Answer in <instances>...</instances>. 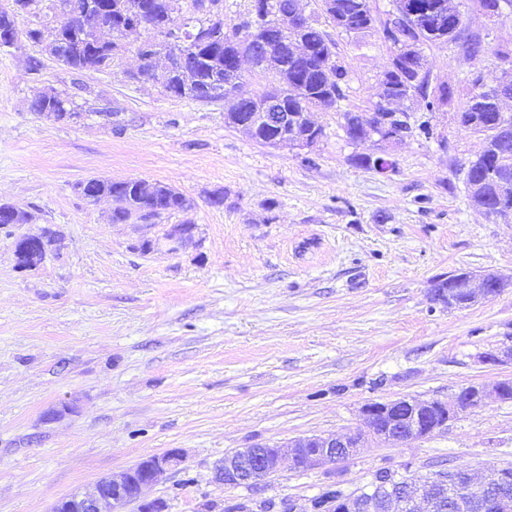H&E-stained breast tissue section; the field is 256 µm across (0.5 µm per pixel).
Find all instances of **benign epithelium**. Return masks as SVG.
Instances as JSON below:
<instances>
[{"label": "benign epithelium", "instance_id": "1", "mask_svg": "<svg viewBox=\"0 0 512 512\" xmlns=\"http://www.w3.org/2000/svg\"><path fill=\"white\" fill-rule=\"evenodd\" d=\"M308 16L293 5L291 11L284 14L282 43L288 45L294 54L304 56L307 50L296 41V30ZM395 64L389 63L379 81L378 99L375 105L388 113L386 124L380 133H373L369 140L375 145H392L405 140L408 132L400 128L404 115L399 105L405 101L403 97H393L389 93V80ZM512 83V73L504 70L496 80L495 86L500 88L493 102L498 109L509 114L512 112V95H506L501 89ZM228 124L250 135L255 128L264 126L271 128L274 134L264 143L277 146L289 143L302 149L313 147L311 143L295 140L288 131V111L281 99H268L261 111L253 113L250 120L242 122L226 118ZM51 237L48 234L31 235L22 239V244L15 247L19 260H36L41 262L46 257ZM490 274H477L465 271L458 277L460 287L464 288L477 301L486 296V288ZM485 364H501L512 360V345L505 344L500 348L488 350L480 355ZM502 386L494 384L469 385L460 390L453 403L418 398L399 399L386 403H369L363 407L368 432L384 442H403L412 438H422L448 425V420L457 412L481 406L488 400H502ZM363 442L360 433H346L340 438L309 436L291 441L286 446H258L245 448L225 457L215 467V479L226 485L239 486L255 483L271 473L279 471L286 462L293 464L301 461L308 466L324 465L344 460L357 452ZM180 461V454L172 450L159 456H147L135 467L101 478L92 491L76 492L57 501L51 512H122L125 505L133 500L140 501L138 512H165V504L160 500L141 498L142 489L153 483L164 468ZM454 469L440 468L431 475V481L454 490L451 508L454 512H468L473 496L480 494L487 487V481L479 484L467 476L465 484L460 485L453 477Z\"/></svg>", "mask_w": 512, "mask_h": 512}]
</instances>
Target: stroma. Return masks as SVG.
Returning a JSON list of instances; mask_svg holds the SVG:
<instances>
[{
	"mask_svg": "<svg viewBox=\"0 0 512 512\" xmlns=\"http://www.w3.org/2000/svg\"><path fill=\"white\" fill-rule=\"evenodd\" d=\"M55 4L20 19L41 43L0 48V202L31 216L0 225V512H50L171 449L180 462L144 491L166 512H310L327 486L349 493L381 469L414 487L441 466L478 482L512 467V402L491 400L424 438L366 439L334 464L287 465L250 486L212 474L241 448L365 431L371 402H449L512 378V362L480 361L512 334V286L466 308L433 299L456 271L512 275V221L471 206L464 171L482 138L456 120L474 79L489 85L512 67V5L489 17L460 0L463 38L424 45L431 86L451 96L434 112L414 102L415 131L388 147L394 168L382 174L355 161L373 143L350 144L341 129L342 112L376 100L394 52L382 29L355 41L320 0H302L346 76L337 109L313 114L324 138L301 150L229 127L223 102L132 80L141 35L122 38L106 70H68L47 48ZM54 93L81 119L31 112L32 98ZM95 176L161 182L194 205L112 224L109 201L76 189ZM184 222L193 238L170 247ZM46 226L56 244L19 267L15 240Z\"/></svg>",
	"mask_w": 512,
	"mask_h": 512,
	"instance_id": "1",
	"label": "stroma"
}]
</instances>
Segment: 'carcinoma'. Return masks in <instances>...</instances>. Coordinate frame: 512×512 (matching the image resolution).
<instances>
[{
    "mask_svg": "<svg viewBox=\"0 0 512 512\" xmlns=\"http://www.w3.org/2000/svg\"><path fill=\"white\" fill-rule=\"evenodd\" d=\"M39 0H8L0 3V40L7 39V33L19 25L18 17L32 10ZM87 0H60L64 4L62 19L57 29L62 34V46L59 52L51 55L68 69L75 72L84 70L102 71L112 64L114 54L121 48L119 29L120 19L133 11L138 0H101V11L93 16L85 14ZM151 5L149 29L171 38L179 37L174 30L175 16L167 0H144ZM220 0H194L197 10L206 14L205 22L198 30L208 34L209 40L184 45L183 56L177 63L171 76L165 81L168 93L174 97L187 98L194 101L224 100V84L236 78L234 58L238 49L242 48V40L238 34L247 31L248 36L257 40H268L275 36V25L278 13L293 0H252L266 7L267 20L265 25L251 28V22L244 21L226 31L224 13L213 11ZM323 12L327 18L336 23V27L361 38L374 28L372 0H322ZM433 21L426 15L416 18H405L396 23V27H384V37L394 44L411 43L417 49L418 58H423L422 45L438 43L441 34L432 27ZM104 26L112 31V39L101 45L98 43V28ZM297 36L310 48L308 59L294 58L288 46L278 45L277 62L288 76L297 79L302 87L305 108L299 109L292 102H285L288 112L295 117L292 128L298 140L320 141L324 137V128L314 127L307 121V115L317 107L333 108L343 98L339 80L345 77V69L336 61V44L327 38L315 19L303 25ZM141 58L140 75L152 76L155 61L159 55V44L146 41L139 47ZM474 90L469 100L478 97L483 102L477 104L473 111L465 113L464 123L468 129L483 136L487 143V152L482 160L472 166L466 173V186L472 205L487 215L501 213L498 206L502 202L512 203V118L506 119L497 112L491 103L493 93H479L482 84L473 81ZM429 76H424L416 86L418 95L426 99L428 111L448 102L451 93L448 88L441 87L438 94L428 95ZM70 101L58 96H40L35 98L30 109L46 116L54 113L62 118L69 111ZM385 113L374 107L369 112H345L342 114L341 128L350 143H358L369 137L384 120ZM76 189L87 201L102 196L116 197L125 203V208L113 216L115 220H124L132 213L147 209L153 215L185 211L191 208V201L182 192L159 182L150 184V190L141 189L137 180L112 181L105 178L91 177L76 184ZM457 276L452 273L437 282L434 288V300L444 304L448 297L455 299L454 307L463 308L471 305V297L456 287ZM398 474L389 470L377 471L371 481L372 499L377 501L375 510L386 512L383 504L391 502L397 492ZM360 499L355 493H345L340 489H329L312 500L316 512H331L332 504L337 500Z\"/></svg>",
    "mask_w": 512,
    "mask_h": 512,
    "instance_id": "1",
    "label": "carcinoma"
}]
</instances>
